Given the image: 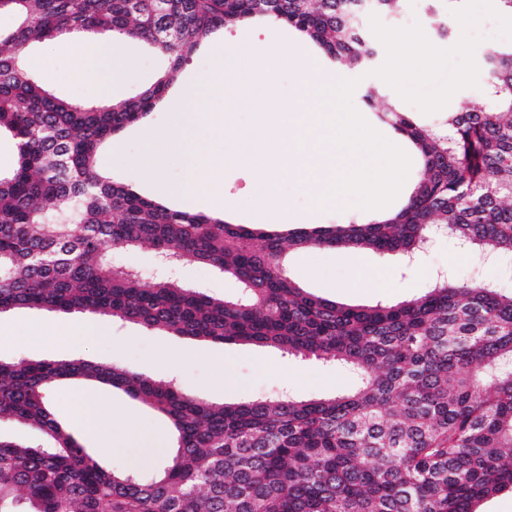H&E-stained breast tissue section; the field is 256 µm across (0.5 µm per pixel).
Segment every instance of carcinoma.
<instances>
[{
  "label": "carcinoma",
  "mask_w": 512,
  "mask_h": 512,
  "mask_svg": "<svg viewBox=\"0 0 512 512\" xmlns=\"http://www.w3.org/2000/svg\"><path fill=\"white\" fill-rule=\"evenodd\" d=\"M401 0H0V134L16 147L0 172V313L99 312L178 336L278 347L354 370L358 386L306 400L280 394L216 405L125 367L0 359V418L46 446L0 438V512H476L512 490V294L438 280L396 304L353 307L285 274L288 250L341 246L409 257L436 228L512 257V47L490 48L491 106L463 99L436 124L389 107L376 118L417 149L421 175L389 219L287 236L172 209L100 173L103 146L150 112L212 31L273 16L327 58L372 61L373 13ZM426 22L448 36V3ZM115 32L170 60L134 97L99 106L58 97L32 75L35 40ZM261 240L254 249L249 240ZM149 247L237 280L239 300L144 281L108 258ZM90 381L163 416L172 450L143 476L102 466L54 415L49 393Z\"/></svg>",
  "instance_id": "carcinoma-1"
}]
</instances>
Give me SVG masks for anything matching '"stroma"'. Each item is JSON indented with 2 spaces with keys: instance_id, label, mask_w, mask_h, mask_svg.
Instances as JSON below:
<instances>
[{
  "instance_id": "stroma-1",
  "label": "stroma",
  "mask_w": 512,
  "mask_h": 512,
  "mask_svg": "<svg viewBox=\"0 0 512 512\" xmlns=\"http://www.w3.org/2000/svg\"><path fill=\"white\" fill-rule=\"evenodd\" d=\"M265 37L260 27L242 24L211 34L183 64L179 82L204 78L212 65L213 50L231 51L242 43L261 41ZM86 45V40L81 38L63 50L57 41H42L30 44L27 53L51 60L54 76L51 88L56 95L82 101L86 98L85 87L73 80L72 72L76 56ZM122 48L130 59L132 72L127 79L113 84L112 99L116 102L148 87L169 66L167 58L145 44L126 42ZM334 74L339 80H357L352 95L357 111H365L362 96L372 86L380 88L383 94L379 107L392 104L404 112L413 109L412 104L405 102L378 77L364 75L362 70L353 68H338ZM173 104V93H166L164 101L148 112L142 123L114 135L103 150L113 181L129 185L149 199L154 196V184L137 163L143 148L140 129L145 123L166 127ZM476 257L477 251L469 243L447 236L421 258L420 265L425 268L421 274L417 273V267L408 266L399 257L381 256L352 247L292 251L284 259V268L287 276L306 291L351 306H372L380 300L399 302L423 294L430 283L426 271L439 269L446 270L454 280H485L511 293L512 263L499 261L480 267ZM359 265L366 270L368 280L364 287L355 288L351 280ZM176 278L186 287L218 298L236 299L243 293L239 282L205 265L180 266ZM65 320V315L59 313L27 308L0 314V357L90 359L126 367L154 380L171 379L186 394L228 404L265 398L282 391L309 399L346 392L356 384L352 374L332 363L303 361L272 347L190 339L101 314L95 315L94 320L102 327V335L80 345L52 343L42 336L41 326L59 325ZM79 392L76 386L55 387L50 394V405L58 419L69 426L103 466L147 474L152 472L157 460L170 452V435L161 416L146 405L103 386L98 389L101 431L87 433L71 416ZM145 439L153 440V447H142Z\"/></svg>"
}]
</instances>
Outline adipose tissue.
Segmentation results:
<instances>
[{
	"label": "adipose tissue",
	"mask_w": 512,
	"mask_h": 512,
	"mask_svg": "<svg viewBox=\"0 0 512 512\" xmlns=\"http://www.w3.org/2000/svg\"><path fill=\"white\" fill-rule=\"evenodd\" d=\"M129 69V61L119 43L111 39L93 42L83 56L77 74L88 87V96L106 103L112 98V84Z\"/></svg>",
	"instance_id": "ef3b65f1"
}]
</instances>
